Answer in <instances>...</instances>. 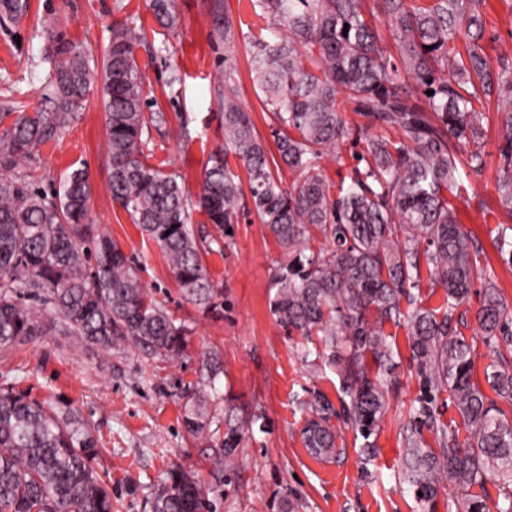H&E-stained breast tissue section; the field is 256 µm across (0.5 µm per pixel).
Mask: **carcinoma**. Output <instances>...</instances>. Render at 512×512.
Instances as JSON below:
<instances>
[{
	"label": "carcinoma",
	"mask_w": 512,
	"mask_h": 512,
	"mask_svg": "<svg viewBox=\"0 0 512 512\" xmlns=\"http://www.w3.org/2000/svg\"><path fill=\"white\" fill-rule=\"evenodd\" d=\"M483 5L373 0L367 12L364 0H256L261 16L280 31L271 39L255 38L249 71L278 125L279 158L298 179L283 188L226 73L217 82L223 90L224 153L213 158L194 199L177 172L149 163L154 150L147 134L166 119L162 112H144L134 21L112 27L100 67L57 25L47 26L51 108L20 113L0 137V348L47 332L21 301L26 290L36 291L42 304L103 349L129 341L172 358L183 347L185 328L152 300L118 243L86 222L92 195L87 171L65 175L49 197L14 175L36 160L41 146L60 138L99 85L112 202L159 244L184 297L204 310L214 308L216 286L206 265L213 248L195 234L191 211H202L221 233L232 223L242 198L232 155L246 169L254 213L287 254L275 276L271 311L288 329L318 337L315 355L340 376L344 423L364 438L368 456L377 453L369 438L395 385V352L385 331L391 324L406 328L423 387L404 434L401 481L421 493L417 501L426 506L445 475L456 489L455 509L448 512H487L486 482L496 471L502 498L496 508L512 512V420L501 417L472 380L474 349L456 328L479 283L475 320L485 340L512 343V315L496 283L483 276L481 249L460 224L453 202L470 174L486 164L484 119L495 94L505 162L499 202L512 215V64L503 56L492 63L481 44ZM29 8L30 0H0V26L19 24ZM150 8L162 28L176 26L172 0H151ZM380 15L397 42L395 56L375 24ZM215 33L224 40L227 61L236 44L232 24L224 20ZM342 95L381 133L358 135L356 142L364 144L358 159L365 166L332 185L320 160L348 134ZM391 130L397 136L385 135ZM317 233L331 240V248L314 250ZM494 245L512 262V224H497ZM423 262L431 283L444 289L437 308L423 306L418 294ZM342 344L346 356L339 353ZM485 377L497 395L512 399V359L492 361ZM444 391L462 418L460 427L432 414L435 395ZM298 405L306 414L301 436L309 454L334 458L333 404L314 389ZM210 410L205 393L186 395L187 432L201 434ZM422 423L437 434L438 451L424 444ZM240 442V428L225 420L226 464L234 463ZM97 455L89 422L23 394L0 392V512H112V490L94 466ZM476 486L482 494L471 492ZM151 508L205 512L206 500L194 476L175 467Z\"/></svg>",
	"instance_id": "obj_1"
}]
</instances>
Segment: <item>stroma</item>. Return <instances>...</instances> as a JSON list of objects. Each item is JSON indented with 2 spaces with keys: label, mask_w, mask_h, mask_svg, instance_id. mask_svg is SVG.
Segmentation results:
<instances>
[{
  "label": "stroma",
  "mask_w": 512,
  "mask_h": 512,
  "mask_svg": "<svg viewBox=\"0 0 512 512\" xmlns=\"http://www.w3.org/2000/svg\"><path fill=\"white\" fill-rule=\"evenodd\" d=\"M177 28L158 27L149 0H30L17 35L0 32V135L19 112L44 108L46 80L44 22L62 24L68 38L91 59L101 60L112 25L134 19L140 39L135 58L142 76L146 112L166 122L150 133L153 164L178 171L189 195H196L211 158L224 146L218 91L213 75L232 65L242 107L250 112L259 140L276 155L272 115L254 86L248 58L254 36L267 21L252 0H224L237 46L232 62L214 35L212 0H174ZM483 45L490 57L512 60V0H488ZM485 168L471 174L458 218L483 248L488 268L512 306V264L495 250L491 231L507 221L498 199L503 165L501 129L489 112ZM85 169L94 187L87 220L133 257L152 298L187 329L179 357L148 354L131 343L105 350L74 331L51 330L16 347L0 350V389L49 400L88 421L102 442L96 462L112 489L113 512H150L149 502L168 470H192L208 502L206 512H423L412 489L399 479L403 432L409 408L421 395L410 369L407 331L393 329L396 388L375 437L378 453H362L363 438L333 417L337 455L313 458L300 430L297 407L306 390H321L338 402L334 369L304 360L308 342L280 325L270 311L274 276L286 260L283 248L253 214L239 215L219 247L206 257L218 288L217 309L206 311L178 288L159 245L143 236L107 189L111 159L106 149L102 92H90L63 135L40 149L38 162L18 170L33 187L53 193L59 179ZM219 353L223 371L211 376L206 354ZM205 390L212 404L207 429L187 433L186 393ZM243 428L234 465L220 460L217 445L225 419Z\"/></svg>",
  "instance_id": "obj_1"
}]
</instances>
